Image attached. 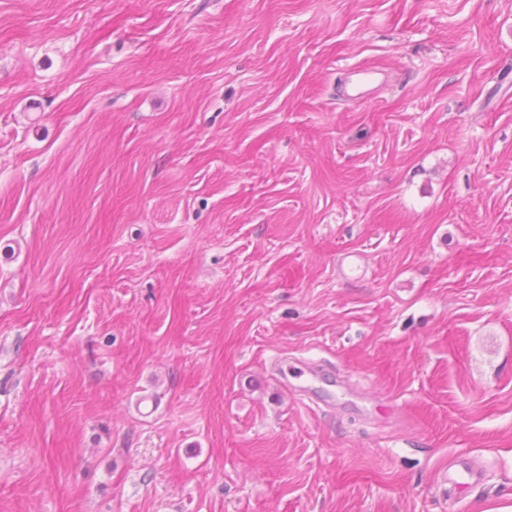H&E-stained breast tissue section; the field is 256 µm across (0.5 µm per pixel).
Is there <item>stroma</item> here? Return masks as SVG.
I'll list each match as a JSON object with an SVG mask.
<instances>
[{"mask_svg":"<svg viewBox=\"0 0 512 512\" xmlns=\"http://www.w3.org/2000/svg\"><path fill=\"white\" fill-rule=\"evenodd\" d=\"M504 506L512 0H0V512ZM350 76L344 83L343 93L352 99L366 96L368 87L379 79V72L368 67L357 66L350 69Z\"/></svg>","mask_w":512,"mask_h":512,"instance_id":"35a3bbf8","label":"stroma"}]
</instances>
